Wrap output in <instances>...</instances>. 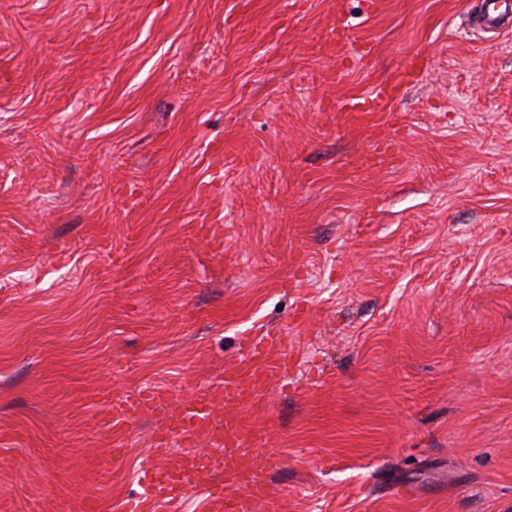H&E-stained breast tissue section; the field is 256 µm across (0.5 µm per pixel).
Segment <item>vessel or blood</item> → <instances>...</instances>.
Wrapping results in <instances>:
<instances>
[{"mask_svg":"<svg viewBox=\"0 0 512 512\" xmlns=\"http://www.w3.org/2000/svg\"><path fill=\"white\" fill-rule=\"evenodd\" d=\"M483 4L479 25L484 31L496 33L512 26V0H483ZM423 68L422 56H409L370 93L337 104V127L366 133L371 141L368 149L348 157L350 169L393 163L394 145L402 133L394 119L395 102ZM289 362L287 337L268 330L241 338L238 355L225 366L224 385L216 396L199 392L172 409L167 393L156 389L134 387L119 395L104 390L81 391V398L102 405L101 422L113 436H122L136 421L163 409L167 416L153 433L155 447H166L176 438L191 445L202 437L211 448L201 457L182 454L159 464L146 463L138 476L141 492L128 504V512H142L147 504L181 500L197 485L199 472L206 467L219 473L208 488L210 512H252L256 504L267 501L270 491L258 472L280 468L282 460L274 453L257 459L249 442L259 428L246 414L255 410L272 382L286 378Z\"/></svg>","mask_w":512,"mask_h":512,"instance_id":"b4317fda","label":"vessel or blood"}]
</instances>
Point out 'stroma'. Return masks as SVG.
Returning <instances> with one entry per match:
<instances>
[{"label":"stroma","mask_w":512,"mask_h":512,"mask_svg":"<svg viewBox=\"0 0 512 512\" xmlns=\"http://www.w3.org/2000/svg\"><path fill=\"white\" fill-rule=\"evenodd\" d=\"M480 3L348 0L340 73L335 0H0V512H124L184 447L78 390L176 402L265 330L276 512H512V30ZM416 52L396 164L341 175L337 101ZM345 3L346 0H336V45L330 42L325 46L326 55L336 58V63L339 64L337 72L340 73L343 72L342 67L347 60L345 42H343L342 36L350 28ZM81 398L103 406L101 422L116 438L122 436L136 421L168 407V395L162 390L134 387L120 395L104 390H81Z\"/></svg>","instance_id":"35a3bbf8"}]
</instances>
